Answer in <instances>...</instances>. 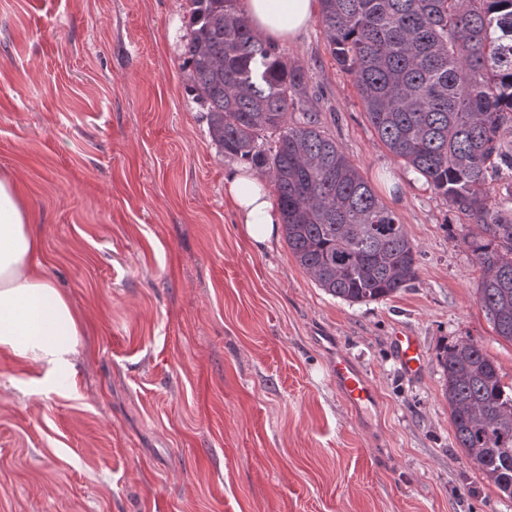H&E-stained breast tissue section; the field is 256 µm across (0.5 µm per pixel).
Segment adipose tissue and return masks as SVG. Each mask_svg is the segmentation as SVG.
<instances>
[{
  "mask_svg": "<svg viewBox=\"0 0 512 512\" xmlns=\"http://www.w3.org/2000/svg\"><path fill=\"white\" fill-rule=\"evenodd\" d=\"M238 8L262 39L286 44L309 27L320 5L319 0H238ZM224 197L251 243L269 246L280 215L267 183L249 165L238 164L224 176ZM40 250L16 181L0 176V351L39 367V390L47 393L74 368L82 322L42 273Z\"/></svg>",
  "mask_w": 512,
  "mask_h": 512,
  "instance_id": "obj_1",
  "label": "adipose tissue"
}]
</instances>
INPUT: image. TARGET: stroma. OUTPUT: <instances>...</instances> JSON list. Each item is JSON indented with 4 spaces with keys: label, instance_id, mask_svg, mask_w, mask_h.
<instances>
[{
    "label": "stroma",
    "instance_id": "35a3bbf8",
    "mask_svg": "<svg viewBox=\"0 0 512 512\" xmlns=\"http://www.w3.org/2000/svg\"><path fill=\"white\" fill-rule=\"evenodd\" d=\"M187 0H0V175L82 319L75 371L38 393L0 352V512H512L458 448L436 354L471 337L512 383L476 300L469 220L380 142L319 23L280 45L324 129L421 257L411 288L349 304L224 198L188 90ZM416 336L405 376L391 341ZM378 393L361 413L336 353Z\"/></svg>",
    "mask_w": 512,
    "mask_h": 512
}]
</instances>
